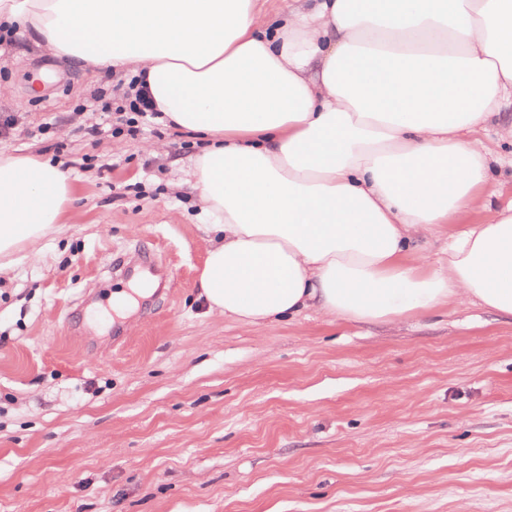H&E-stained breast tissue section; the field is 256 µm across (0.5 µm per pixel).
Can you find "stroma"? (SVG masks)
<instances>
[{
	"instance_id": "stroma-1",
	"label": "stroma",
	"mask_w": 512,
	"mask_h": 512,
	"mask_svg": "<svg viewBox=\"0 0 512 512\" xmlns=\"http://www.w3.org/2000/svg\"><path fill=\"white\" fill-rule=\"evenodd\" d=\"M130 78L0 47V150L65 165L75 189L39 258L0 270V512H512V317L209 313L212 236L182 186L195 139L158 118L113 134ZM501 125L481 134L491 194L455 229L512 199ZM149 251L171 288L113 340L115 312L85 298L118 290L113 256Z\"/></svg>"
}]
</instances>
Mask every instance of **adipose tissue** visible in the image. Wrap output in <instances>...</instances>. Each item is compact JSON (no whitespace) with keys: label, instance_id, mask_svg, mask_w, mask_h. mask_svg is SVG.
I'll use <instances>...</instances> for the list:
<instances>
[{"label":"adipose tissue","instance_id":"ef3b65f1","mask_svg":"<svg viewBox=\"0 0 512 512\" xmlns=\"http://www.w3.org/2000/svg\"><path fill=\"white\" fill-rule=\"evenodd\" d=\"M0 0V25L64 64L143 76L163 121L198 134L188 187L219 239L210 312L266 323L314 308L354 323L477 304L512 316V202L471 208L512 107V0ZM74 200L68 173L0 151V269L36 258Z\"/></svg>","mask_w":512,"mask_h":512}]
</instances>
